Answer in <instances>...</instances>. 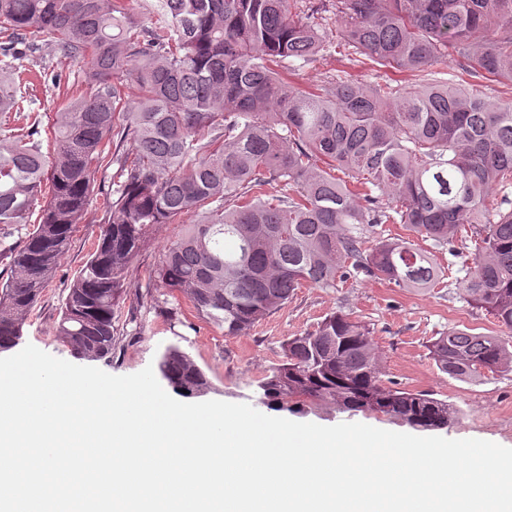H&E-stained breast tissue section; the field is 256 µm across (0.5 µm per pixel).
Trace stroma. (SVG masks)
Masks as SVG:
<instances>
[{"mask_svg":"<svg viewBox=\"0 0 512 512\" xmlns=\"http://www.w3.org/2000/svg\"><path fill=\"white\" fill-rule=\"evenodd\" d=\"M23 67L34 80L29 88L33 102L31 116L48 119L65 102L52 85L56 75H82L80 62L61 60L49 48L27 54ZM110 171L99 173L90 207L89 221L74 233L60 268L44 290L27 320L22 344L76 365L85 360L61 343L55 329L67 288L91 254L104 219V184ZM179 222L156 226L131 270L132 286L121 305L116 322L117 340L110 357L97 360L96 368L113 375H129L157 363L161 353L172 344L180 345L207 373L212 388L207 397L232 403H247L260 412L296 422L332 426L359 422L376 428L409 432V425L375 412H341L336 408L305 398L289 399L280 408L260 403L258 380L266 369L277 364L281 343L287 337L316 329L329 313L340 310L362 320L374 331L383 352V378L396 387L429 391L445 399L458 414L441 437L482 439L512 448V372L488 374L478 382H464L441 373L429 351L430 342L453 329L498 332L492 315L468 305L458 285L473 257L472 248L459 256L440 254L448 269L447 285L425 290H401L360 276L334 288L303 287L280 310L260 322L251 335L227 337L212 324L195 319L189 306L175 316L161 313L157 303L164 290L154 278L165 247L180 233ZM194 328H187V321Z\"/></svg>","mask_w":512,"mask_h":512,"instance_id":"obj_1","label":"stroma"}]
</instances>
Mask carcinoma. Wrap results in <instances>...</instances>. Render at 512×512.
Masks as SVG:
<instances>
[{"mask_svg":"<svg viewBox=\"0 0 512 512\" xmlns=\"http://www.w3.org/2000/svg\"><path fill=\"white\" fill-rule=\"evenodd\" d=\"M0 0V112L25 111L30 52L49 36L84 79L49 127L0 134V350L17 345L114 165L95 250L73 279L56 326L76 355H112L128 274L153 229L195 223L165 249L156 279L227 337L248 336L303 286L334 288L360 273L395 288L444 276L434 250L465 238L474 258L466 302L512 332V0ZM336 17L337 61L386 69L297 80L300 61L330 48L319 22ZM448 60V80L429 78ZM137 90L136 106L128 84ZM34 229H26L31 216ZM364 224H400L370 237ZM431 242L425 249L415 243ZM438 370L475 382L512 372V341L455 329L431 345ZM159 373L177 392L211 389L178 345ZM373 329L341 310L290 336L258 382L278 404L311 398L376 411L423 430L457 415L444 399L382 379Z\"/></svg>","mask_w":512,"mask_h":512,"instance_id":"carcinoma-1","label":"carcinoma"}]
</instances>
